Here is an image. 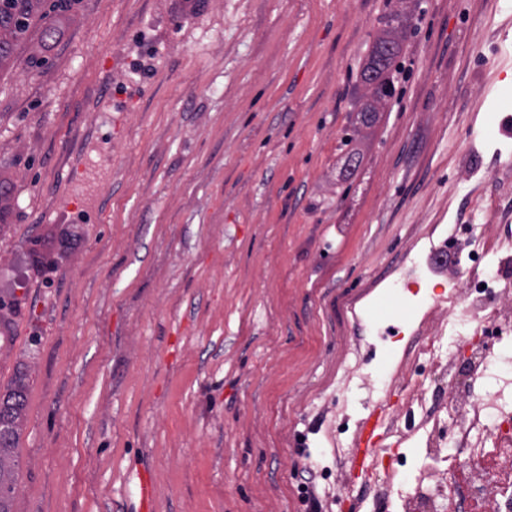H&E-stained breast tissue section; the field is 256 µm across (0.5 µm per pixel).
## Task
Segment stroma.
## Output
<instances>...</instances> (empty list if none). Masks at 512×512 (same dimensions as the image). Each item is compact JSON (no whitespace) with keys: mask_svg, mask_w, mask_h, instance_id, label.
Wrapping results in <instances>:
<instances>
[{"mask_svg":"<svg viewBox=\"0 0 512 512\" xmlns=\"http://www.w3.org/2000/svg\"><path fill=\"white\" fill-rule=\"evenodd\" d=\"M407 6L409 72L364 128L388 0H75L56 38L38 24L15 46L0 66V292L21 300L0 392L27 383L12 512H131L139 468L156 512H304L305 482L326 512H400L381 492L417 445L414 413L458 441L463 379L437 386L433 356L467 345L431 326L453 270L497 266L512 231L494 219L512 206V134L479 129L512 76V0ZM462 224L479 262L449 245ZM434 249L449 274L420 290L416 324L369 323L365 300L424 279ZM383 404L384 450L355 477V432Z\"/></svg>","mask_w":512,"mask_h":512,"instance_id":"stroma-1","label":"stroma"}]
</instances>
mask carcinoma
I'll return each mask as SVG.
<instances>
[{
  "label": "carcinoma",
  "instance_id": "carcinoma-1",
  "mask_svg": "<svg viewBox=\"0 0 512 512\" xmlns=\"http://www.w3.org/2000/svg\"><path fill=\"white\" fill-rule=\"evenodd\" d=\"M73 0H0V63L7 60L13 47L37 22L67 9ZM407 27L405 12L396 8L383 17V29L370 58L361 72L367 89L360 123L370 126L391 95L388 77ZM26 375L16 376L13 384L0 394V512H12L18 469L17 444L26 402Z\"/></svg>",
  "mask_w": 512,
  "mask_h": 512
}]
</instances>
